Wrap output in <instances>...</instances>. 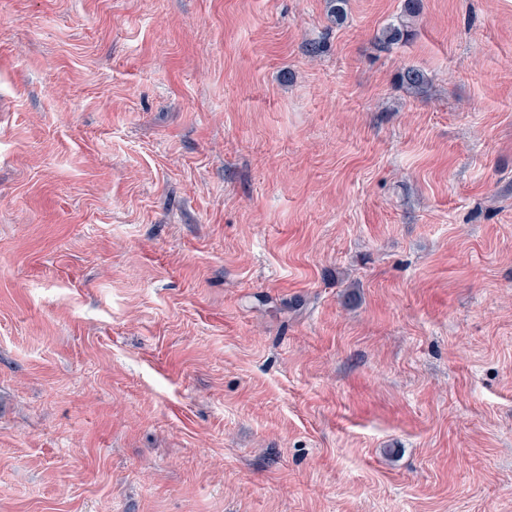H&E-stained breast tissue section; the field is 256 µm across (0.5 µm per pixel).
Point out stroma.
Here are the masks:
<instances>
[{"label":"stroma","mask_w":512,"mask_h":512,"mask_svg":"<svg viewBox=\"0 0 512 512\" xmlns=\"http://www.w3.org/2000/svg\"><path fill=\"white\" fill-rule=\"evenodd\" d=\"M406 4L0 0V512H512V0Z\"/></svg>","instance_id":"stroma-1"}]
</instances>
